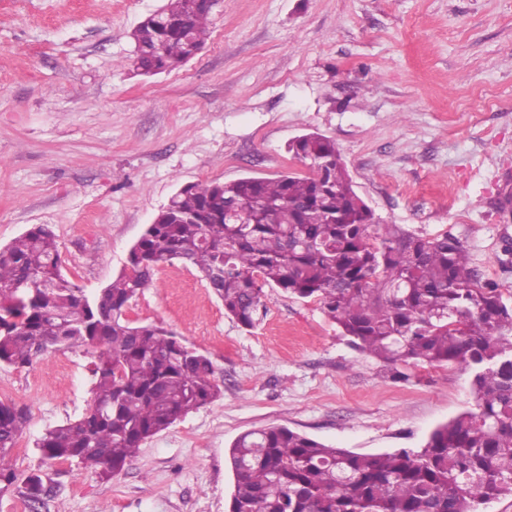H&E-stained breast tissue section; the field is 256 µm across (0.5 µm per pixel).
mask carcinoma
<instances>
[{"label": "carcinoma", "instance_id": "obj_1", "mask_svg": "<svg viewBox=\"0 0 512 512\" xmlns=\"http://www.w3.org/2000/svg\"><path fill=\"white\" fill-rule=\"evenodd\" d=\"M211 9L166 0L132 30L131 67L172 72L203 48ZM289 152L306 176L246 177L176 191L132 246L112 283L88 294L62 271L53 231L34 224L0 246V363L32 364L43 345L92 350V403L80 419L46 430L41 459L75 461L103 480L141 444L221 392L211 359L155 324L124 318L156 268H195L245 329L274 284L315 299L356 351L408 381L417 367L458 365L474 408L437 426L417 450L358 453L283 426L239 435L227 454L229 512H480L512 496V301L483 278L468 249L443 233L396 226L375 232L336 143L317 133ZM27 421L0 402V496L43 494L19 479L11 451Z\"/></svg>", "mask_w": 512, "mask_h": 512}]
</instances>
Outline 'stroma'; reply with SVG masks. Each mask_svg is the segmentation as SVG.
I'll return each mask as SVG.
<instances>
[{
  "label": "stroma",
  "mask_w": 512,
  "mask_h": 512,
  "mask_svg": "<svg viewBox=\"0 0 512 512\" xmlns=\"http://www.w3.org/2000/svg\"><path fill=\"white\" fill-rule=\"evenodd\" d=\"M163 4L0 0V245L48 225L64 270L97 292L178 186L303 174L287 146L314 131L378 224L453 234L512 294V0H219L194 59L135 75L130 33ZM263 301L243 329L192 267L159 265L126 318L209 356L221 395L109 481L36 450L91 404V352L0 366V400L28 415L14 467L47 490L26 512H229L226 453L243 432L377 453L420 447L473 408L461 367L396 381L316 300L268 286Z\"/></svg>",
  "instance_id": "1"
}]
</instances>
